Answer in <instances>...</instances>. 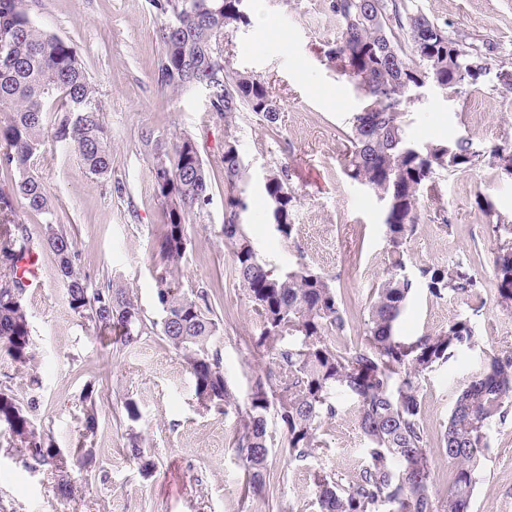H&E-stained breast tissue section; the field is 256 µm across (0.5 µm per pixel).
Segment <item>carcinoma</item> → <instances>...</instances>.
I'll list each match as a JSON object with an SVG mask.
<instances>
[{
	"mask_svg": "<svg viewBox=\"0 0 512 512\" xmlns=\"http://www.w3.org/2000/svg\"><path fill=\"white\" fill-rule=\"evenodd\" d=\"M166 16L161 34L163 57L157 82L172 92L206 91L208 108L232 125L242 112L267 125L279 120L280 103L268 82L249 74L222 71L218 55L229 32L250 24L249 0H150ZM341 21L336 40L324 56L361 97L353 114L341 163L346 176L365 186L387 206V277L374 289L361 340L335 345L350 330L341 294L325 278L301 264L279 273L260 259L247 238L241 215L247 209L248 166L237 140L224 134V243L234 249L235 273L260 317L262 331L253 340L271 356L275 381L258 378L249 405L241 407L224 380L218 351L211 349L220 320L210 293L186 289L180 278L186 254L189 217L210 203L207 167L190 136L166 141L153 131L142 140L150 153L162 209L160 263L155 271L160 319L148 318L129 288L112 283L91 289L74 268V240L46 224L44 242L56 257L71 309L104 335L115 333L121 349L148 332H159L190 365L194 393L206 409L235 411L241 431L234 448L246 472L247 489L266 485L270 454L267 414L282 423L289 455L304 461L323 447L321 429L339 412L336 395L356 402L358 427L365 440L364 461L343 481L323 469L313 475L319 512H469L479 482L492 425L512 414V349L486 355L485 366L457 395L441 437L443 453L456 468L445 496L429 492L432 467L430 436L424 426L420 380L426 372L455 358L473 343L471 319L459 317L448 328L414 340L395 335V326L415 288L441 297L452 294L481 310L480 282L470 265H421L406 274L404 246L419 222L420 190L433 186L441 171L473 164L480 152L466 139L452 145H419L409 135L412 92L430 81L445 90L479 84L490 67L493 46L468 35L452 37L411 0H332ZM0 164L15 171L16 192L34 212L53 214L43 182L27 162L42 145L46 130L60 147L76 153L96 176L112 169V141L98 89L75 46L38 28L27 0H0ZM56 113L52 127L47 114ZM493 164L512 175V144L489 151ZM290 169L268 171L264 188L277 231L291 237L300 198L290 186ZM495 241L494 280L498 303L512 310V218L498 214L489 225ZM30 237L12 195L0 190V344L22 366L34 360V341L25 288L17 276L18 252ZM8 428L13 448L32 473L49 470L62 496L71 495L69 470L95 464L94 449L79 446L64 454L46 445L43 430L11 394L0 388V425ZM126 453L147 473L155 468L140 438L128 437Z\"/></svg>",
	"mask_w": 512,
	"mask_h": 512,
	"instance_id": "obj_1",
	"label": "carcinoma"
}]
</instances>
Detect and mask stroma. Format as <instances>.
<instances>
[{
  "mask_svg": "<svg viewBox=\"0 0 512 512\" xmlns=\"http://www.w3.org/2000/svg\"><path fill=\"white\" fill-rule=\"evenodd\" d=\"M449 30L471 34L498 46L512 59V0H413ZM263 22L230 33L229 67L269 82L279 94L280 117L266 127L250 113L232 126L208 109L205 92L178 94L161 88L157 71L163 55L159 38L165 18L148 0H29L33 22L77 48L99 89L104 121L112 141V170L90 174L78 156L45 141L29 161L50 191L54 225L76 243L74 267L98 288L119 280L132 290L148 317L160 314L155 294L161 206L152 158L141 143L145 131L195 139L209 171L211 201L190 218L181 278L188 288L214 293L220 331L211 345L223 359L224 378L239 404H247L254 380L271 365L254 352L251 340L261 322L235 274V257L222 236L224 172L219 162L224 135L232 133L249 167V208L241 222L256 253L270 267L286 272L298 263L333 279L353 325L368 314L373 288L386 277L384 205L366 187L347 178L340 158L343 134L360 107L345 77L323 54L341 24L330 0H264ZM410 134L418 142L470 140L481 158L470 166L441 173L435 193L447 210L435 219L423 202L415 234L405 246L408 273L418 266L468 261L479 255L475 274L485 300L472 313L465 300L438 298L414 289L397 323L400 336L414 339L471 316L474 343L454 360L422 379L424 423L436 443L445 431L456 394L480 370L485 354L512 347V311L496 299L494 241L489 215L479 207L512 217V177L502 174L486 152L512 143V89L491 80L448 93L425 86L409 108ZM290 165L291 184L301 197L296 230L283 237L271 218L263 177L270 168ZM35 244L41 245L45 217L15 203ZM43 286L25 291L35 360L15 363L0 348V384L11 387L54 447L70 452L79 441L96 451L93 471L74 469V495L63 498L50 473H29L8 445L0 427V512H315L314 466L351 478V455H363L364 441L348 410L354 401L339 394L341 409L322 429L326 446L317 463L288 455L285 431L268 421L269 482L264 493L244 495V469L233 447L236 413L203 409L181 353L161 336L148 334L118 350L101 342L91 323L70 308L57 260L41 252ZM132 398L141 417L124 418L123 401ZM95 422L87 424L86 410ZM137 433L154 461L142 472L124 452ZM470 512H512V417L496 424L485 452L482 477Z\"/></svg>",
  "mask_w": 512,
  "mask_h": 512,
  "instance_id": "obj_1",
  "label": "stroma"
}]
</instances>
